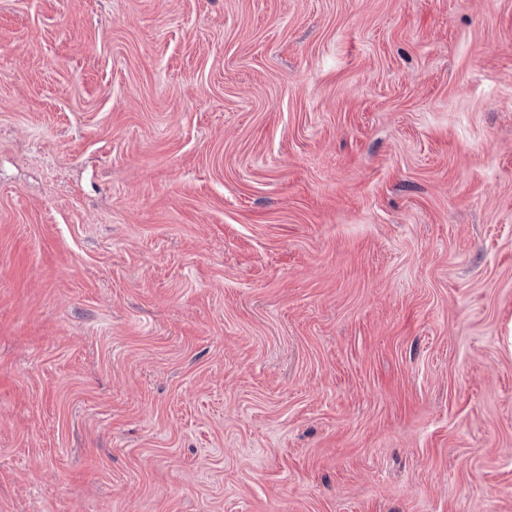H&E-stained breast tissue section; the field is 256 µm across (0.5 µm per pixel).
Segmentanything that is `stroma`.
<instances>
[{
    "label": "stroma",
    "mask_w": 512,
    "mask_h": 512,
    "mask_svg": "<svg viewBox=\"0 0 512 512\" xmlns=\"http://www.w3.org/2000/svg\"><path fill=\"white\" fill-rule=\"evenodd\" d=\"M0 512H512V0H0Z\"/></svg>",
    "instance_id": "stroma-1"
}]
</instances>
